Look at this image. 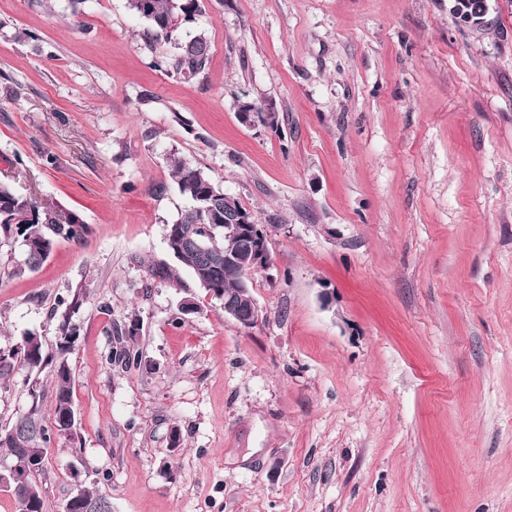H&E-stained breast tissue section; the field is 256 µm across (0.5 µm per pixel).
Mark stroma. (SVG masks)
I'll list each match as a JSON object with an SVG mask.
<instances>
[{
  "label": "stroma",
  "instance_id": "stroma-1",
  "mask_svg": "<svg viewBox=\"0 0 512 512\" xmlns=\"http://www.w3.org/2000/svg\"><path fill=\"white\" fill-rule=\"evenodd\" d=\"M146 29L127 0H0V181L86 227L23 275L0 241V347L77 330L44 512L80 486L112 512H512V0L483 30L448 0H204L192 80ZM173 152L273 227L252 329L148 272L189 206ZM134 318L139 368L111 359ZM53 388L0 378V430ZM177 53L164 62L168 70L184 79H194L206 69L211 52L210 41L203 31H196L186 35V38L174 41ZM190 42L189 48H186ZM245 103H248V105H251L250 106L251 110L259 112L258 116H259L260 122H266V120L268 119L267 123H268L269 127H271V128L278 127V125H279V113L278 112L274 113V114L269 113V115L266 116V118L264 117V111L265 112H273V107H271V105H270V104H272L275 107V105L273 103L268 102L267 104H265L264 110L262 108V105H257L254 102H244V104ZM242 108L243 107L241 104V108H239V112H238V118L240 119L242 124L251 126V125H254L256 122H258V117H257L256 112L244 111V110H242Z\"/></svg>",
  "mask_w": 512,
  "mask_h": 512
}]
</instances>
